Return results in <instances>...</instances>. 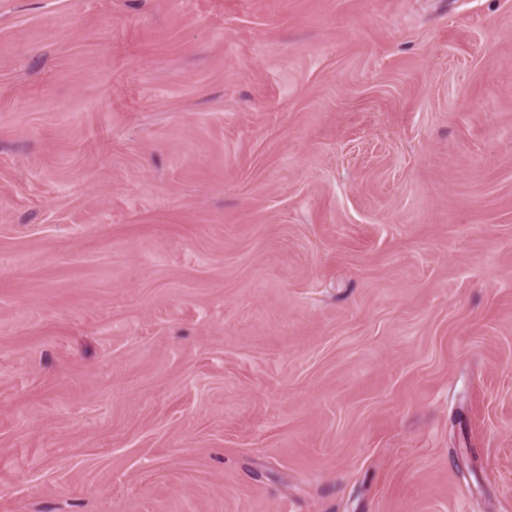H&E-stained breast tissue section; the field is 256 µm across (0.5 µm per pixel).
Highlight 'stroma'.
Instances as JSON below:
<instances>
[{"mask_svg":"<svg viewBox=\"0 0 512 512\" xmlns=\"http://www.w3.org/2000/svg\"><path fill=\"white\" fill-rule=\"evenodd\" d=\"M0 512H512V0H0Z\"/></svg>","mask_w":512,"mask_h":512,"instance_id":"stroma-1","label":"stroma"}]
</instances>
